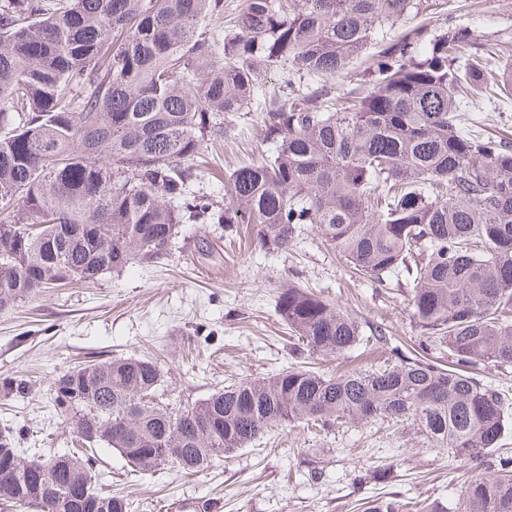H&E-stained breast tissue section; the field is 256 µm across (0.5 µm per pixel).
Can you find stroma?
I'll use <instances>...</instances> for the list:
<instances>
[{
  "label": "stroma",
  "mask_w": 512,
  "mask_h": 512,
  "mask_svg": "<svg viewBox=\"0 0 512 512\" xmlns=\"http://www.w3.org/2000/svg\"><path fill=\"white\" fill-rule=\"evenodd\" d=\"M418 18L470 28L512 49V0H427ZM228 139L208 146L191 188L224 194V178L265 145L260 115L243 111ZM296 282L338 301L362 326L380 324L405 346L421 333L404 296L358 278L315 226L285 253L228 243L223 225L187 224L164 264L135 262L97 282L54 288L0 312V379L21 377L28 394L0 397V430L22 448L50 455L75 436L49 406L54 378L96 357L157 361L166 395L195 403L229 381L270 375L294 362V341L275 311L280 288ZM97 487L134 500L136 512H370L375 501L439 500L456 506L461 479L448 453L414 430L380 421L314 436L297 426L214 461L194 475L161 466L135 473L98 449Z\"/></svg>",
  "instance_id": "1"
}]
</instances>
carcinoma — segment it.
<instances>
[{
  "instance_id": "carcinoma-1",
  "label": "carcinoma",
  "mask_w": 512,
  "mask_h": 512,
  "mask_svg": "<svg viewBox=\"0 0 512 512\" xmlns=\"http://www.w3.org/2000/svg\"><path fill=\"white\" fill-rule=\"evenodd\" d=\"M419 5L243 0L215 33L224 0H0L1 313L166 258L182 225L213 215L212 197L190 190L194 162L252 106L270 152L226 178L227 229L243 225L278 253L315 225L358 277L406 294L422 344L454 363L394 347L375 368L291 366L179 406L159 398L151 358L87 361L58 375L51 397L84 451L28 460L0 432V500L14 512H130L96 489L100 445L140 470L188 475L295 423L410 424L465 473L497 450L512 404L468 368L512 366V139L467 128L464 111L512 96V61L460 29L384 37L386 20ZM371 44L359 83L335 94L327 81ZM280 65L297 76L284 96L259 85ZM276 308L301 356L387 341L383 326L365 336L338 303L294 283ZM0 388L29 391L24 378ZM459 502L512 512V456L465 480ZM372 512L447 507L389 498Z\"/></svg>"
}]
</instances>
